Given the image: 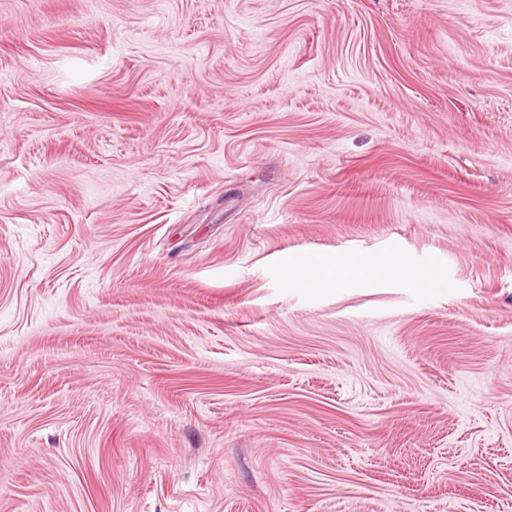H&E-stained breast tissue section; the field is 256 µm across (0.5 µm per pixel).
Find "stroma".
Instances as JSON below:
<instances>
[{
  "instance_id": "35a3bbf8",
  "label": "stroma",
  "mask_w": 512,
  "mask_h": 512,
  "mask_svg": "<svg viewBox=\"0 0 512 512\" xmlns=\"http://www.w3.org/2000/svg\"><path fill=\"white\" fill-rule=\"evenodd\" d=\"M0 512H512V0H0ZM364 267H370L379 276L388 278H397L410 283L424 285L435 291L448 290L451 284L443 277L437 276H423L426 275L427 270L413 269L400 261L389 262L380 261L374 262Z\"/></svg>"
}]
</instances>
